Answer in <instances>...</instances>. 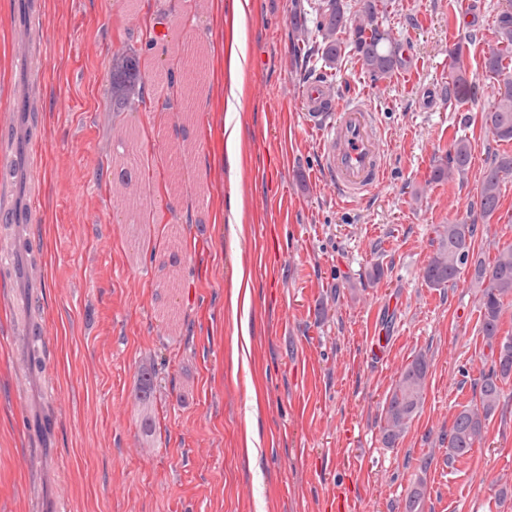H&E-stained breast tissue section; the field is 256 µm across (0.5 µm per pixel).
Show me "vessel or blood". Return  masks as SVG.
Masks as SVG:
<instances>
[{
    "label": "vessel or blood",
    "instance_id": "vessel-or-blood-1",
    "mask_svg": "<svg viewBox=\"0 0 512 512\" xmlns=\"http://www.w3.org/2000/svg\"><path fill=\"white\" fill-rule=\"evenodd\" d=\"M12 53L20 71L14 93L20 100L30 97L29 89L40 82L42 73L35 66L37 47L29 36H15ZM303 120L306 126L322 134L321 154L324 179L328 188L344 202L369 199L385 183L386 159L384 132L379 126L374 105L368 99L337 104L328 84L315 80L304 93ZM0 137L11 144L9 158L0 159V190L23 180L27 163L37 161L42 152L40 137L34 132L31 115L14 113L11 122L0 125ZM32 205H0V226L6 227L7 239L0 251L8 256L10 286L22 290L18 299H10L13 314L21 315L20 337L12 362L20 373L30 370V344H38L42 358H49L45 340L47 326L40 306L45 282L42 260L35 249Z\"/></svg>",
    "mask_w": 512,
    "mask_h": 512
}]
</instances>
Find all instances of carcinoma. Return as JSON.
Returning a JSON list of instances; mask_svg holds the SVG:
<instances>
[{"instance_id":"1","label":"carcinoma","mask_w":512,"mask_h":512,"mask_svg":"<svg viewBox=\"0 0 512 512\" xmlns=\"http://www.w3.org/2000/svg\"><path fill=\"white\" fill-rule=\"evenodd\" d=\"M392 0H318L315 32L320 38L321 60L334 68L346 49H351L362 70L374 82L389 79L402 66L398 41L384 26ZM493 43L484 52L482 69L494 80L492 98L481 112V121L493 140L512 142V0H503L492 29ZM465 43L450 49L452 60L444 98L459 99L472 93L464 60ZM147 87L141 72V50L131 45L112 57L110 107L131 112L146 101ZM472 146L467 137L455 138L447 155L431 170L429 182H449L470 168ZM512 179V153L493 152L476 187L479 218L489 223L501 209L503 184ZM477 225L456 220L435 228V247L423 267L422 278L431 288H446L468 279L479 295L480 332L489 348L490 366L475 380L474 402L461 407L448 431V463L464 458L481 444L488 423L502 413L505 389L512 384V329L505 325V311L512 305V244L497 250L490 262L475 250ZM431 363L418 353L406 364L383 406L382 442L395 446L402 433L422 411ZM427 488L419 476L408 487L403 512H424Z\"/></svg>"}]
</instances>
